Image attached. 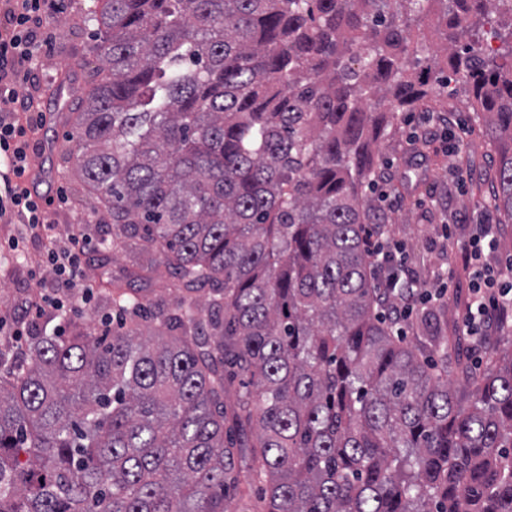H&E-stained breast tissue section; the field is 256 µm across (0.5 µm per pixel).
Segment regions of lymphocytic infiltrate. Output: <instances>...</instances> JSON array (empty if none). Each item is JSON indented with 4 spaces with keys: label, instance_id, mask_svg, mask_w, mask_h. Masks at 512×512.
Listing matches in <instances>:
<instances>
[{
    "label": "lymphocytic infiltrate",
    "instance_id": "lymphocytic-infiltrate-1",
    "mask_svg": "<svg viewBox=\"0 0 512 512\" xmlns=\"http://www.w3.org/2000/svg\"><path fill=\"white\" fill-rule=\"evenodd\" d=\"M59 10V0H14L8 28L0 34V99L13 105L0 115V222L15 225L21 238L39 231L48 243L46 263L52 275L70 298L85 299L93 288L83 263L87 238L77 227L66 239H58L40 194L27 184L29 145L42 126L43 114L37 110L33 95H18L11 82L21 64L37 69L43 48L39 29L45 18ZM365 245L375 276L390 278V262L404 252L401 242L382 235L374 225L365 233ZM493 247V226L485 222L476 225L468 245L456 257L467 277L463 326L478 343L490 335L503 312L512 308V263H493ZM443 296L440 290L427 291L423 282L409 274L398 288L381 289L378 307L398 325L411 318L417 305Z\"/></svg>",
    "mask_w": 512,
    "mask_h": 512
}]
</instances>
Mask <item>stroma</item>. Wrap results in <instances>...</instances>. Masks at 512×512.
<instances>
[{
    "label": "stroma",
    "mask_w": 512,
    "mask_h": 512,
    "mask_svg": "<svg viewBox=\"0 0 512 512\" xmlns=\"http://www.w3.org/2000/svg\"><path fill=\"white\" fill-rule=\"evenodd\" d=\"M93 5L94 0H64L61 12L40 30L47 41L41 66L21 77L15 88L18 93L29 91L38 96L43 111L54 116L52 124L33 140L35 183L39 192L54 198L49 212L57 233L67 234L77 225L90 239L86 274L93 281L94 296L70 318L98 332L102 318L112 311L110 279L124 276L130 262L124 253L113 251L114 228L102 219L97 199L78 189L67 160L75 143L59 131L70 100L82 93L100 64L94 50L96 24L90 19ZM448 113L462 121V128H449L444 142L430 143L425 117ZM45 142L52 145L46 155L41 152ZM496 167V145L484 118L478 117L464 93L451 95L437 88L413 112L401 114L387 128L378 142L375 173L363 187L362 196L372 210L387 217L388 231L406 247L409 267L432 286L452 257L443 243V225H454V243H468L473 225L481 223L490 211L488 202L497 186ZM384 190L390 191V199H381ZM44 246L40 234L20 240L14 225L0 223L1 305L59 296L57 281L46 271ZM104 255L110 258L105 266L99 262ZM457 282L448 300L419 310L405 323L406 339L415 342L439 331L446 338L449 361L475 373L483 370L492 354L512 352L507 340L512 319L483 345H474L461 326L466 279L461 276Z\"/></svg>",
    "instance_id": "obj_1"
}]
</instances>
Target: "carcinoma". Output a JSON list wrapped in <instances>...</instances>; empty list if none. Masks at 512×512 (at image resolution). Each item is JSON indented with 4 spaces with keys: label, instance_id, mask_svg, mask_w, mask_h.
Listing matches in <instances>:
<instances>
[{
    "label": "carcinoma",
    "instance_id": "cac0c4a2",
    "mask_svg": "<svg viewBox=\"0 0 512 512\" xmlns=\"http://www.w3.org/2000/svg\"><path fill=\"white\" fill-rule=\"evenodd\" d=\"M437 16L448 55L407 66ZM101 66L71 136L122 251L128 326L0 356V512H227L231 422L264 512H512V353L450 379L378 315L373 147L445 70L498 141L512 223V0H96ZM209 289L204 301L196 293ZM242 381L224 416L228 370ZM151 267L149 276L152 279V289L154 293L152 298H162L169 304H174L178 298V292L173 288H166L171 282L168 267L157 256L153 257V261L148 265Z\"/></svg>",
    "mask_w": 512,
    "mask_h": 512
}]
</instances>
